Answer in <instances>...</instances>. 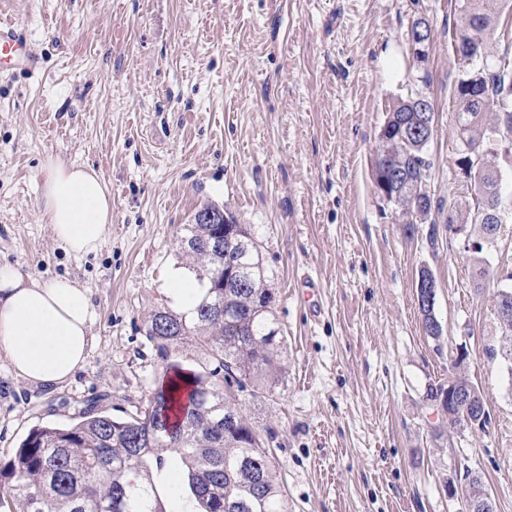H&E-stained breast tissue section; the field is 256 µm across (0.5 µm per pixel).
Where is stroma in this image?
I'll return each instance as SVG.
<instances>
[{"label":"stroma","mask_w":512,"mask_h":512,"mask_svg":"<svg viewBox=\"0 0 512 512\" xmlns=\"http://www.w3.org/2000/svg\"><path fill=\"white\" fill-rule=\"evenodd\" d=\"M1 22L34 60L0 66V261L77 280L96 317L86 364L62 387L28 385L0 356V465L32 429L70 423L76 400L130 412L168 364L211 367L195 345L161 352L146 320L173 310L168 273L189 267L177 237L213 203L251 225L273 278L282 379L240 399L272 435L288 512H458L443 483L469 471L512 512V363L494 307L512 289V218L483 254L499 276L479 289L475 255L447 223L470 199L455 165V0H0ZM413 91L435 111V207L410 236L373 166L390 107ZM50 157L93 168L112 192L95 254L66 252L42 220ZM424 267L438 282L437 342L416 306ZM305 272L322 285L316 321L295 293ZM461 348L489 421L437 435L427 390Z\"/></svg>","instance_id":"obj_1"}]
</instances>
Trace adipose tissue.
Instances as JSON below:
<instances>
[{"instance_id":"1","label":"adipose tissue","mask_w":512,"mask_h":512,"mask_svg":"<svg viewBox=\"0 0 512 512\" xmlns=\"http://www.w3.org/2000/svg\"><path fill=\"white\" fill-rule=\"evenodd\" d=\"M42 220L69 253H96L112 222V195L92 170L48 159ZM87 289L69 278L43 280L0 262V354L35 387L66 384L83 369L94 337Z\"/></svg>"}]
</instances>
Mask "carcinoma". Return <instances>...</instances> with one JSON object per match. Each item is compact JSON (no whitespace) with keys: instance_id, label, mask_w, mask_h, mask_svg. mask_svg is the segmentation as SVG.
Wrapping results in <instances>:
<instances>
[{"instance_id":"1","label":"carcinoma","mask_w":512,"mask_h":512,"mask_svg":"<svg viewBox=\"0 0 512 512\" xmlns=\"http://www.w3.org/2000/svg\"><path fill=\"white\" fill-rule=\"evenodd\" d=\"M456 52L463 64L457 85L458 146H484L497 132L512 135V35L502 26L503 49H490V32L509 0H457ZM414 92L388 113L380 134L374 177L385 182L400 219L410 211L416 190L427 183L431 162L426 153L433 132H413ZM512 164V152L488 149L479 167L464 176L473 203L451 211L448 222L480 226L485 209L502 205L500 167ZM409 177L394 181L393 172ZM239 240L230 254L216 252L207 240L219 225L198 220L183 227L179 242L204 295L192 316L159 311L147 320L146 336L161 350L195 343L208 347L214 368L183 374L168 367L167 385L159 386L143 409L122 417L96 410L86 401L73 422L32 429L2 468L11 483L16 512H168V501L182 500L188 512H288L286 494L273 456L257 428L236 407V393L273 389L281 378L285 347L273 313L274 295L263 264L261 245L251 225L224 213ZM436 299L420 307L426 336L438 340L443 328ZM499 353L512 362V316L500 320ZM462 384L483 398L463 374L432 385L430 401L440 400L444 416L434 429H456L460 420L448 408V388Z\"/></svg>"}]
</instances>
